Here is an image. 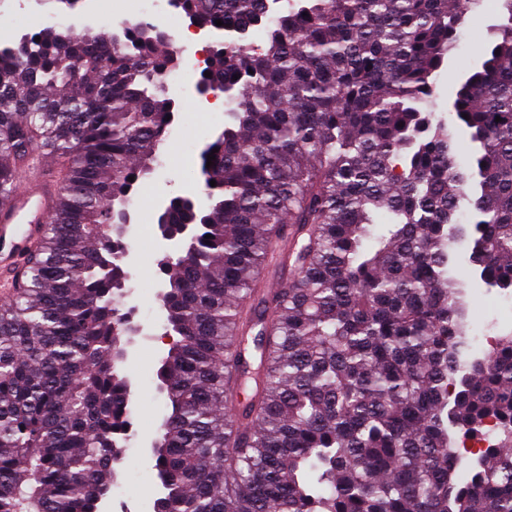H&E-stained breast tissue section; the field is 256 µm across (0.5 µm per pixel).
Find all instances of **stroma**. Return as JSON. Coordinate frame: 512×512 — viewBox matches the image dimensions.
Returning <instances> with one entry per match:
<instances>
[{
	"instance_id": "35a3bbf8",
	"label": "stroma",
	"mask_w": 512,
	"mask_h": 512,
	"mask_svg": "<svg viewBox=\"0 0 512 512\" xmlns=\"http://www.w3.org/2000/svg\"><path fill=\"white\" fill-rule=\"evenodd\" d=\"M113 0H95L93 16L82 21L76 11L66 9L56 0H0V41L19 35L32 23L49 15L61 17L64 26L83 31L109 34ZM501 12L495 0H481L469 12L449 58L437 79L440 113L448 111V97L461 73L477 58L480 47L492 42ZM167 92L176 103L170 133L161 147L151 175L141 181L129 206L131 222L128 238L135 244L130 251L131 278L126 287V307L134 308L139 330L128 347V373L136 393L133 408L136 436L118 468L119 476L103 512H154L153 503L159 481L151 457V442L165 413V398L157 388L156 370L168 344L163 339L165 314L159 294L165 286L158 264L165 245L157 230L162 207L172 197L192 198L200 207L208 200L200 191L201 152L223 130L227 120L224 110L206 109L203 96L194 83L168 82ZM470 297L467 319L471 331L493 339L512 334V318L505 316L506 292L485 287L478 275L465 274Z\"/></svg>"
}]
</instances>
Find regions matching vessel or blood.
<instances>
[{
  "mask_svg": "<svg viewBox=\"0 0 512 512\" xmlns=\"http://www.w3.org/2000/svg\"><path fill=\"white\" fill-rule=\"evenodd\" d=\"M55 191L49 181L24 184L0 200V297L9 298V275L41 225L51 223Z\"/></svg>",
  "mask_w": 512,
  "mask_h": 512,
  "instance_id": "b4317fda",
  "label": "vessel or blood"
}]
</instances>
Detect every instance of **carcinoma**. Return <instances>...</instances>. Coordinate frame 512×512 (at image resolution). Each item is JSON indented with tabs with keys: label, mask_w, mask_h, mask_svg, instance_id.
<instances>
[{
	"label": "carcinoma",
	"mask_w": 512,
	"mask_h": 512,
	"mask_svg": "<svg viewBox=\"0 0 512 512\" xmlns=\"http://www.w3.org/2000/svg\"><path fill=\"white\" fill-rule=\"evenodd\" d=\"M172 2L224 33L197 83L225 91L228 122L191 247L161 262L154 512H512V335L463 361L451 264L463 238L486 285L512 290V0L449 120L434 76L476 0ZM174 54L147 21L117 43L53 27L0 48V197L38 141L64 171L0 307V512H100L134 435L123 217L172 123ZM286 236L287 287L244 310ZM490 427L477 464L453 446Z\"/></svg>",
	"instance_id": "carcinoma-1"
}]
</instances>
